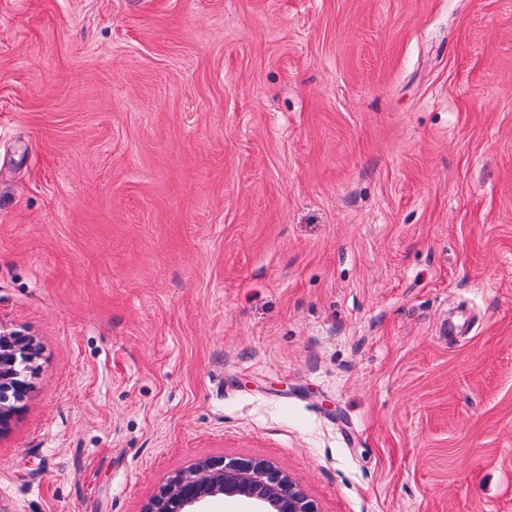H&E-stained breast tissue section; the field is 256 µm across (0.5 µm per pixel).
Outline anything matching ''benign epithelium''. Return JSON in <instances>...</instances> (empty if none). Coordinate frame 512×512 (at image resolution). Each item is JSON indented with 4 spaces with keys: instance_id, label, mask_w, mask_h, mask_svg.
<instances>
[{
    "instance_id": "7a95c632",
    "label": "benign epithelium",
    "mask_w": 512,
    "mask_h": 512,
    "mask_svg": "<svg viewBox=\"0 0 512 512\" xmlns=\"http://www.w3.org/2000/svg\"><path fill=\"white\" fill-rule=\"evenodd\" d=\"M34 359L35 348L24 333L0 331V431L26 397V373ZM224 497L245 498L258 512H320L317 503L282 470L249 459L199 462L161 486L148 512H208L212 503Z\"/></svg>"
}]
</instances>
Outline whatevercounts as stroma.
<instances>
[{
	"instance_id": "1",
	"label": "stroma",
	"mask_w": 512,
	"mask_h": 512,
	"mask_svg": "<svg viewBox=\"0 0 512 512\" xmlns=\"http://www.w3.org/2000/svg\"><path fill=\"white\" fill-rule=\"evenodd\" d=\"M0 329V512H512V0H0ZM21 331H0V431L7 427L24 401L26 373L35 359L33 343ZM225 498H245L258 512H320L291 478L271 463L249 459L204 460L161 486L148 512H208Z\"/></svg>"
}]
</instances>
